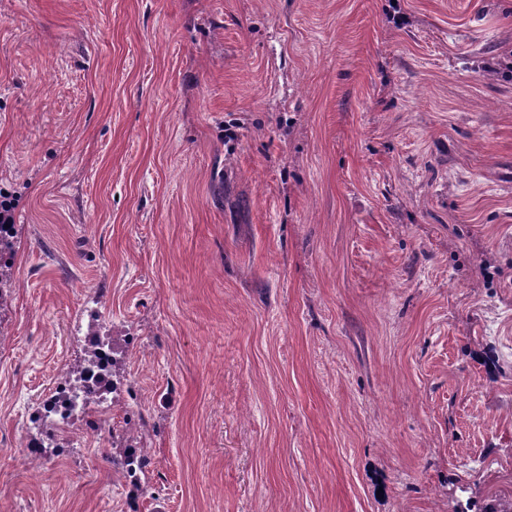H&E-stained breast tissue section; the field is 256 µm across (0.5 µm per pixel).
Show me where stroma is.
<instances>
[{
    "mask_svg": "<svg viewBox=\"0 0 512 512\" xmlns=\"http://www.w3.org/2000/svg\"><path fill=\"white\" fill-rule=\"evenodd\" d=\"M512 0H0V512H512ZM153 464L20 458L82 335ZM14 202L8 194H1L0 198V292L2 288H10L13 281V253H14ZM9 226L8 228H2ZM84 340L87 344H90L98 353V361L94 366H91L90 383H94L98 387L101 384H96L95 380L100 381L99 376L104 374V366L107 365V360L111 356L110 346L106 341L102 340L99 336H85Z\"/></svg>",
    "mask_w": 512,
    "mask_h": 512,
    "instance_id": "35a3bbf8",
    "label": "stroma"
}]
</instances>
